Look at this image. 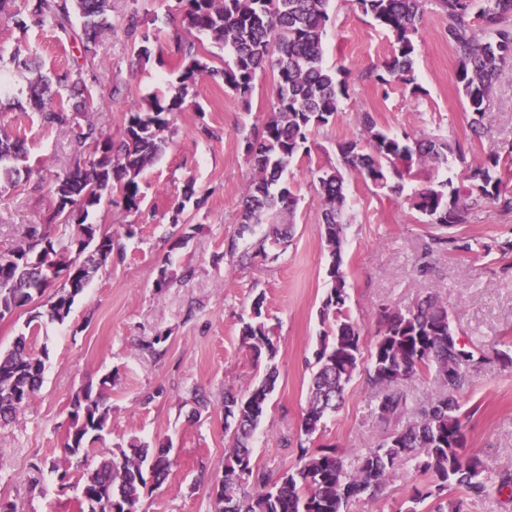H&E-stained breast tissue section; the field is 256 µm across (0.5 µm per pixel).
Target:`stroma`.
<instances>
[{"label": "stroma", "instance_id": "1", "mask_svg": "<svg viewBox=\"0 0 512 512\" xmlns=\"http://www.w3.org/2000/svg\"><path fill=\"white\" fill-rule=\"evenodd\" d=\"M111 4L114 23L134 10L157 36L150 60L138 65L122 32L106 35L100 44L104 65L96 71L97 94L86 110L117 136L128 112L167 93L175 79L177 60L168 37L179 7L177 0ZM329 13L324 63L347 70L348 96L335 121L311 135L309 153L288 170L298 204L293 214L272 219L291 230L278 260L260 255L241 260L250 241L237 235L243 192L253 175L245 143L271 115L273 74L258 75L246 100L223 80L207 79L187 97L200 111L176 118L165 154L142 175L141 212L128 215L104 201L91 213V222L111 233L114 256L76 300L67 321L31 334L29 311L0 319L1 350L27 333L34 350L49 353L37 397L12 423L0 426V503L14 504L17 512H77V486L86 469L138 440L169 443L176 460L170 477L143 495L138 512H213L211 487L224 476V391L246 389L270 363L254 359L240 340L242 322L259 296L277 341L272 363L278 378L253 440L255 463L275 479L296 465L304 446L336 448L349 463L377 447L384 428L372 413L374 393L362 374L319 432L309 438L301 431L330 265L312 174L338 164L337 145L357 135L361 110L391 133L424 132L447 143L448 167L463 159L484 160L512 143V73L495 87L489 131L478 139L456 83L444 13L432 7L425 13L416 94L399 83L381 86L369 79V70L390 56L391 37L354 0H331ZM19 47L34 50L48 69L66 67L73 55L50 27L34 25L24 33L0 27L5 56L0 70L13 75L9 92L0 95V124L24 133L32 168L15 186L0 187V252L21 242L29 225L46 222L51 200L37 183L40 176L64 172L69 157L62 131L42 127L35 114L15 106L26 88L23 74L9 61ZM189 186L195 190L190 201L184 198ZM346 194L342 268L363 345L376 337L381 307L406 310L430 294L447 301L467 345L488 358L471 369L460 399L468 448L482 457L489 474L512 471V367L495 357L502 350L512 354V254L498 249L512 241V211L484 204L471 210L467 223L442 228L411 207L407 192L377 190L350 174ZM185 232L191 235L187 245L170 250L171 239ZM448 236L471 243V250L436 245V238ZM217 253L224 256L218 263ZM163 268L171 284L160 290L154 282ZM160 334L165 342L155 343ZM108 373L116 379L107 392L112 407L107 431L84 455L65 456L73 395ZM198 392L210 404L196 417ZM53 462L68 470V488H60L51 473ZM426 481L414 463H406L383 494L351 503L346 512H425V505L412 504L411 495Z\"/></svg>", "mask_w": 512, "mask_h": 512}]
</instances>
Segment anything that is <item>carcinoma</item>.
I'll return each mask as SVG.
<instances>
[{"label":"carcinoma","mask_w":512,"mask_h":512,"mask_svg":"<svg viewBox=\"0 0 512 512\" xmlns=\"http://www.w3.org/2000/svg\"><path fill=\"white\" fill-rule=\"evenodd\" d=\"M430 0H357L392 37V52L368 73L380 85L399 82L420 90L415 77V35ZM0 0V22L18 29L29 22L47 24L60 41L80 51V58L48 77L34 66L35 53L12 61L29 79L27 105L40 113L43 123L63 130L70 145V164L76 171L55 177L48 191L53 202L49 224H68L67 243L41 232L39 225L27 228L24 240L0 252V319L26 309L36 298L64 282L53 293L47 308L30 315L27 326L64 323L76 298L97 271L112 258V234L88 222L103 195L119 187L111 204L127 214L141 210L144 194L141 176L165 152L179 113L186 111V98L197 84L222 76L224 84L246 100L258 72H273L276 84L273 115L247 142L246 152L253 175L243 199L237 235H253L255 227L268 223L275 212L294 210L298 198L290 189L289 166L302 153L310 152L312 130L332 122L348 96L344 69L323 63V38L330 21V0H178L179 27L169 37L172 54L183 61L175 83L166 95H155L145 106L128 113L119 141H114L86 112L71 103L93 100L96 46L114 30L110 0ZM435 7L448 16V45L457 60L456 81L470 112V128L480 135L496 84L512 71V0H435ZM476 15L478 25L466 18ZM121 29L137 46L136 55L148 60L150 34L142 28L136 12L127 14ZM201 35L227 52L224 69L210 65L209 58L184 33ZM359 136L338 144L342 165L365 184L388 187L393 177L412 175L413 169L437 168L448 163L446 145L422 133L401 137L379 127L372 113L358 115ZM512 160V143L491 153L484 162L467 167L459 192L445 189L446 179L426 183L409 195L412 206L428 223L448 227L468 221L469 211L489 202L503 211L512 210V179L499 170L500 155ZM24 139L0 128V184H16L26 162ZM322 216L323 242L332 258L328 270L331 288L320 310L324 329L314 353L315 371L308 387L302 431L314 436L323 418L340 407L345 390L360 371L375 391L373 414L385 425L379 447L348 464L336 449H302L297 465L274 482L258 468L250 446L254 432L267 411L276 382L269 368L253 386L224 391V477L212 488L214 512H344L364 496L382 492L392 474L408 461L430 477L415 489L414 500L434 501L428 512H467L470 502L489 496L490 486L483 460L468 451L459 397L468 384L470 369L483 356L461 340L448 304L429 295L412 310L382 309V328L363 359L361 336L350 316L346 274L341 268V247L346 207L345 179L337 167L313 174ZM256 252L280 257L287 248L286 235L277 229L259 238ZM264 298L257 297L250 320L243 323L240 339L257 358L273 360L276 346L273 328L263 318ZM46 354H36L27 337L0 351V423L9 424L37 396L43 383ZM438 390L420 408L410 399L412 384L426 376ZM112 375L99 379L98 389L89 383L70 403V426L63 444L72 457L101 439L111 417L105 389ZM407 422H402V419ZM173 467L165 446L151 448L132 441L103 459L83 475L79 512H138L147 488V478L163 482Z\"/></svg>","instance_id":"carcinoma-1"}]
</instances>
